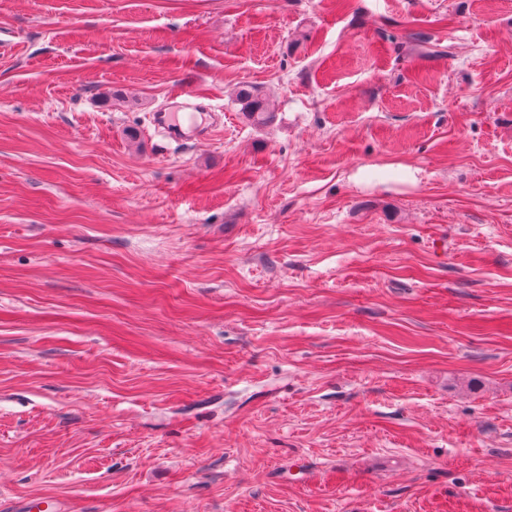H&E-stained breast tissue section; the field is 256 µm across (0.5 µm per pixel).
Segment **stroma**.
Masks as SVG:
<instances>
[{
  "mask_svg": "<svg viewBox=\"0 0 512 512\" xmlns=\"http://www.w3.org/2000/svg\"><path fill=\"white\" fill-rule=\"evenodd\" d=\"M187 84L221 125L162 146ZM41 498L512 512V0H0V504ZM235 101L240 105L239 112L243 117L256 126H266L275 118L268 100L259 96L250 85L243 84L238 87Z\"/></svg>",
  "mask_w": 512,
  "mask_h": 512,
  "instance_id": "1",
  "label": "stroma"
}]
</instances>
